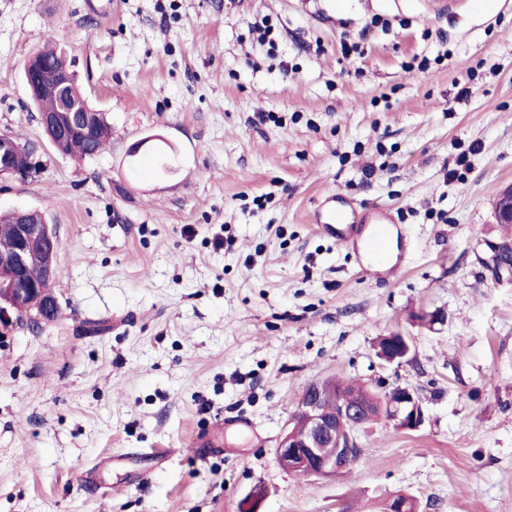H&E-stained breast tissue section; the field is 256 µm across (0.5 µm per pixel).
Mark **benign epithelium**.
I'll return each instance as SVG.
<instances>
[{
    "label": "benign epithelium",
    "mask_w": 512,
    "mask_h": 512,
    "mask_svg": "<svg viewBox=\"0 0 512 512\" xmlns=\"http://www.w3.org/2000/svg\"><path fill=\"white\" fill-rule=\"evenodd\" d=\"M40 58L34 54L27 64L26 83L37 85L39 92L55 101L52 111L38 115L40 125L58 137L86 133L95 128L92 111L85 102L73 94L71 72L57 70L39 75ZM36 150L17 142L10 136H0V180H27L38 168ZM497 223L512 224V185L502 188L493 202ZM31 210H21L23 222L15 225L16 246L9 253H0V322H11L18 315L26 316L32 325H43L57 313L59 304L51 285L56 276L57 250L53 229L48 224L27 220ZM40 257L44 280L35 283L26 271L34 257ZM391 349L379 354L388 364H403L412 358L409 337L402 333L388 337ZM336 401V410H326L324 398ZM378 413L359 415L351 405L350 396L332 391L322 393V384H309L298 400L288 428L280 435L275 451L278 465L290 473H300L317 478L335 476L344 468L357 463L361 448L359 428L371 423L373 418L384 419L402 431H416L425 421V410L419 395L409 387L387 388L377 391ZM304 424V432L294 429L297 421ZM333 454L323 453L325 448Z\"/></svg>",
    "instance_id": "benign-epithelium-1"
}]
</instances>
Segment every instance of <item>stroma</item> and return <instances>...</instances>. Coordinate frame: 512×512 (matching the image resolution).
I'll list each match as a JSON object with an SVG mask.
<instances>
[{"label":"stroma","mask_w":512,"mask_h":512,"mask_svg":"<svg viewBox=\"0 0 512 512\" xmlns=\"http://www.w3.org/2000/svg\"><path fill=\"white\" fill-rule=\"evenodd\" d=\"M48 44L112 126L95 157L55 152L29 104ZM1 133L41 168L0 180V215L41 212L62 248L58 320L0 326V512H244L257 488V512H512V272L490 251L512 243L491 208L512 0H0ZM332 195L389 211L391 271L317 231ZM394 332L411 362L377 357ZM332 377L413 388L423 426L361 430L333 478L283 471Z\"/></svg>","instance_id":"35a3bbf8"}]
</instances>
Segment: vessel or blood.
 <instances>
[{
    "label": "vessel or blood",
    "mask_w": 512,
    "mask_h": 512,
    "mask_svg": "<svg viewBox=\"0 0 512 512\" xmlns=\"http://www.w3.org/2000/svg\"><path fill=\"white\" fill-rule=\"evenodd\" d=\"M317 223L340 242L360 243L363 251L372 257L370 263L363 265V273L376 277L385 273L383 256L394 232L393 219L388 212L378 208L366 219L351 206H332L318 214Z\"/></svg>",
    "instance_id": "1"
}]
</instances>
